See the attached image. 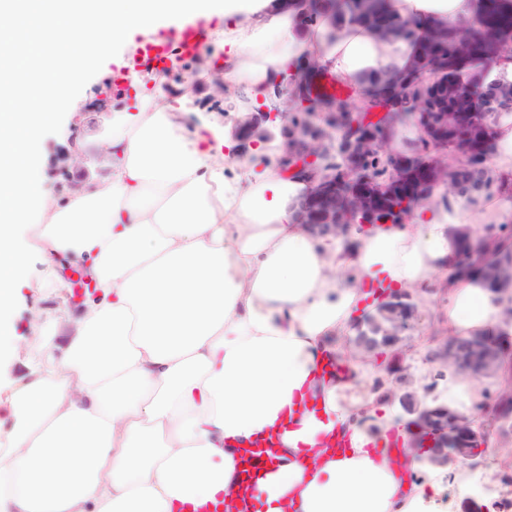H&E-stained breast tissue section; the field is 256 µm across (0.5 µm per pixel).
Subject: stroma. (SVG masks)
Here are the masks:
<instances>
[{
	"instance_id": "35a3bbf8",
	"label": "stroma",
	"mask_w": 512,
	"mask_h": 512,
	"mask_svg": "<svg viewBox=\"0 0 512 512\" xmlns=\"http://www.w3.org/2000/svg\"><path fill=\"white\" fill-rule=\"evenodd\" d=\"M137 46L121 50L119 60H107L97 69L87 72L74 89L69 99L58 108L55 120L42 135L39 152L38 190L52 198H60L83 184L105 178L112 166L109 155L103 149L112 132V114L116 111L135 112L136 90L151 86L155 75L137 69L134 58ZM202 60L174 55L171 65L164 74L166 83L172 84L193 78V102L198 107H208V117L223 127L226 139L233 146L249 151L251 141L238 137L240 122L244 116L238 110V103L247 99L245 86L223 90V56L212 55L210 48H203ZM123 68L126 74H137L138 82H126L122 91L113 89V71ZM24 241L29 246L30 275L19 285L20 295L13 315L14 334L18 347L7 360L0 362V384L16 380L25 371L28 363L35 360L43 349L45 336L34 323L35 318L49 319L53 311L50 302L55 296L50 289L41 286L37 277L44 264V255L33 247L32 233H25ZM447 298L439 296L430 304L419 308L416 328L408 332L399 351L376 349L370 357L376 365L374 379L383 383V394H391L407 385L419 388L423 376L435 374L431 361L440 342L447 332L443 327ZM402 354L403 363L396 367L395 374H388L395 354ZM394 366V365H393Z\"/></svg>"
}]
</instances>
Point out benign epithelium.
I'll list each match as a JSON object with an SVG mask.
<instances>
[{"mask_svg": "<svg viewBox=\"0 0 512 512\" xmlns=\"http://www.w3.org/2000/svg\"><path fill=\"white\" fill-rule=\"evenodd\" d=\"M454 38L457 51L468 56L481 52L473 30H458L454 32ZM444 41L441 30L429 31L425 49L413 59L409 72L380 79V87L383 88L381 98L386 109H410V115L414 116L420 128L421 150L413 154L414 164L398 162L396 156L399 151L391 148L390 139L369 130L383 116L381 112H372L366 119L359 113H347L341 137L336 136V127L327 126L330 113H308L309 123L326 128V134L311 140L305 151L293 152L288 158L289 167L303 173L323 170L325 175L314 190L299 202L295 212L297 223L308 225L321 236L341 239L348 234L351 226L370 223L379 202L389 204L401 201L402 206L394 207L393 211L400 214V222L403 223L417 205L431 201L438 189H443L445 196L461 194L464 167L456 165L457 159H470L484 148V142L474 141L466 134L459 136L457 131L468 118L483 127L487 126L488 115L496 111L498 101L512 98V85L499 86L495 89V95L489 96L481 89V74L446 81L448 58ZM443 84L447 85L448 96L468 100L475 104L476 111L469 117L453 109L432 114L424 112L430 94ZM285 117L287 113L277 108L262 107L252 113L244 127L250 133L263 122ZM382 153L390 158L383 179L375 181L358 176L361 158ZM478 262L485 272L496 279L497 284L510 285V289L502 288L500 292H512V261L488 252L480 254ZM61 276L73 288L70 302L79 299L80 289L85 294L93 292L84 271L75 268L73 261H65ZM398 298L403 301L401 310H391L390 302L377 308V313L388 321L386 336L391 346L401 343L403 335L414 328L417 320L418 303L413 293L407 291ZM501 330L507 335L447 338L436 354L440 369L434 377L444 378L452 370L460 375L483 379L496 374L504 364L511 365L512 303L504 308ZM430 394L431 387L427 386L421 394L407 390L397 396L398 404L405 412L417 415L416 425L419 429L429 431L434 426L439 428L438 439L428 449L430 461L445 465L450 460L461 459L472 469L483 466L489 432L437 398H429ZM465 439L478 442L474 452L452 447L455 442Z\"/></svg>", "mask_w": 512, "mask_h": 512, "instance_id": "7a95c632", "label": "benign epithelium"}]
</instances>
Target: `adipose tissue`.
Instances as JSON below:
<instances>
[{
    "label": "adipose tissue",
    "mask_w": 512,
    "mask_h": 512,
    "mask_svg": "<svg viewBox=\"0 0 512 512\" xmlns=\"http://www.w3.org/2000/svg\"><path fill=\"white\" fill-rule=\"evenodd\" d=\"M487 0H386L393 16L448 29L481 24ZM301 0H0V358L12 353L13 309L28 274L19 227L34 223L43 252L82 263L98 295L60 300L39 361L8 389L0 428V512H178L237 492L240 444L275 434L277 466L249 491V512H432L436 496L479 486L458 461L439 472L409 458L394 468L381 443L405 429L366 369L323 374L343 358L334 337L367 311L371 285L400 293L447 288L448 333L487 336L503 295L463 275L460 236L474 249L512 250V112L490 122L479 209L456 196L415 208L405 224L351 227L326 239L295 223L310 189L279 148L223 154L204 115L184 132L182 98L155 88L136 113L112 115V169L54 201L37 189L42 129L111 46L198 17L222 19L213 44L225 83L246 84L241 111L272 104L283 75L310 60L369 103L363 79L404 72L417 51L360 24L308 31ZM465 415L483 385L449 377L435 391ZM349 439L331 453L327 437Z\"/></svg>",
    "instance_id": "adipose-tissue-1"
}]
</instances>
